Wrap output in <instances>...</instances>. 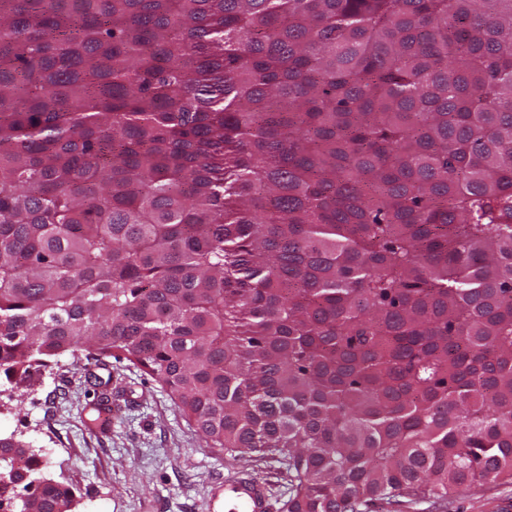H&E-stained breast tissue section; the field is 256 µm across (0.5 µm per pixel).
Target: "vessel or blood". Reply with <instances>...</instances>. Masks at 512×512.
Returning <instances> with one entry per match:
<instances>
[{"label":"vessel or blood","instance_id":"b4317fda","mask_svg":"<svg viewBox=\"0 0 512 512\" xmlns=\"http://www.w3.org/2000/svg\"><path fill=\"white\" fill-rule=\"evenodd\" d=\"M214 512H272L264 481L248 473L225 475L213 485Z\"/></svg>","mask_w":512,"mask_h":512}]
</instances>
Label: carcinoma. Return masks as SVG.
<instances>
[{"mask_svg":"<svg viewBox=\"0 0 512 512\" xmlns=\"http://www.w3.org/2000/svg\"><path fill=\"white\" fill-rule=\"evenodd\" d=\"M114 350L286 512L511 483L512 0H0V375Z\"/></svg>","mask_w":512,"mask_h":512,"instance_id":"cac0c4a2","label":"carcinoma"}]
</instances>
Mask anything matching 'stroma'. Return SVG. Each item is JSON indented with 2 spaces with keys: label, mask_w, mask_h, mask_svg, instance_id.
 <instances>
[{
  "label": "stroma",
  "mask_w": 512,
  "mask_h": 512,
  "mask_svg": "<svg viewBox=\"0 0 512 512\" xmlns=\"http://www.w3.org/2000/svg\"><path fill=\"white\" fill-rule=\"evenodd\" d=\"M125 401L108 426L106 402ZM0 434L39 449L51 477L71 486L75 512H208L213 482L231 472L267 481L277 506L292 494L280 461L211 447L168 391L126 353L99 363L66 356L35 375L25 392L0 391ZM512 485L465 484L445 501L405 512H494Z\"/></svg>",
  "instance_id": "35a3bbf8"
}]
</instances>
